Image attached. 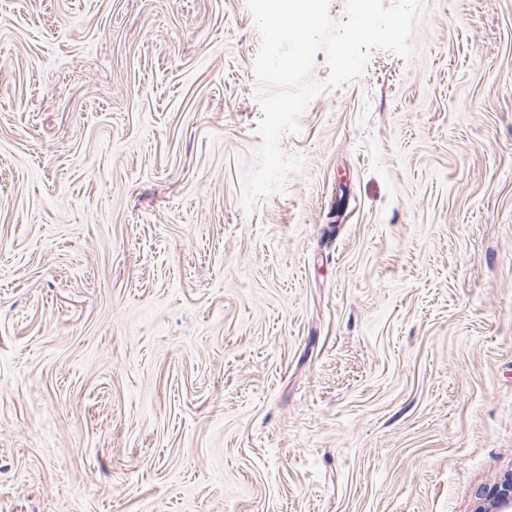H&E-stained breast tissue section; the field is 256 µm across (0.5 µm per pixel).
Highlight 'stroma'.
I'll return each instance as SVG.
<instances>
[{
  "instance_id": "stroma-1",
  "label": "stroma",
  "mask_w": 512,
  "mask_h": 512,
  "mask_svg": "<svg viewBox=\"0 0 512 512\" xmlns=\"http://www.w3.org/2000/svg\"><path fill=\"white\" fill-rule=\"evenodd\" d=\"M242 207L247 0H0V512H476L512 474V0H424Z\"/></svg>"
}]
</instances>
